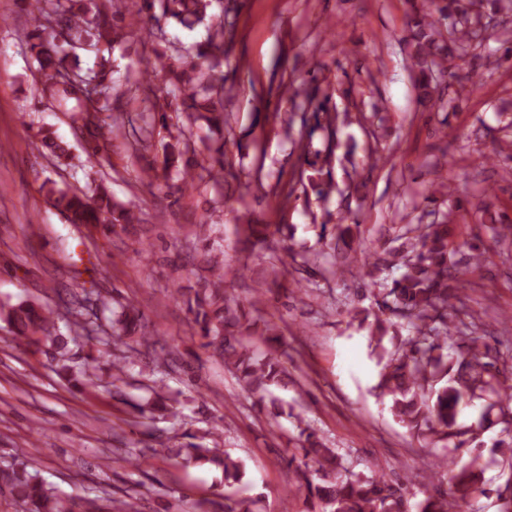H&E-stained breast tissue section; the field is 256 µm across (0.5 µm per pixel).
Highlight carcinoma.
<instances>
[{"label":"carcinoma","mask_w":512,"mask_h":512,"mask_svg":"<svg viewBox=\"0 0 512 512\" xmlns=\"http://www.w3.org/2000/svg\"><path fill=\"white\" fill-rule=\"evenodd\" d=\"M212 0H142L141 10L152 21L148 33L154 40L167 41L166 28L178 24L192 29L208 23L207 40L196 45L197 61L189 65H174L163 61L161 55L151 63L154 73L162 74V83L140 75L146 84L150 110L159 117L167 130V141L162 146L161 166L148 164L141 170L140 180L153 183L158 172L175 173L180 181L178 192H193L207 175L215 181L233 179L237 175L224 162V147L209 157H201L191 144V131L203 122L212 133L224 131V75L215 68L224 61V17L209 15ZM480 12L474 11L473 0H422L413 8L407 24L408 42L412 47L411 68L421 101L437 105L449 112L456 111L463 100L456 85L469 60L477 57L476 50L484 46L490 23L497 13L512 12V0H480ZM30 13L34 29L25 34L32 57L36 62L35 76L40 99L52 101L61 111L70 114L75 132L83 138L96 141L93 154L104 150L98 144L101 106L84 86H67L64 78L71 72L97 82L98 94L108 102L112 99V81L107 79L106 64L98 68L82 67L81 56L98 53L104 46L122 41L126 36L125 0H31ZM331 99L315 104L312 112L292 113L286 132L300 121L299 137L309 130L321 129L328 147L336 146L339 128L348 124V112H335ZM41 148L58 158L70 157L67 145L56 140L49 131L41 132ZM329 156L321 162L311 161L305 155L293 170L284 199H290L296 185H308L319 201H326L336 190L332 178L324 176ZM312 168L315 175L307 174ZM52 205L61 211L71 224L101 225L120 239L131 224H144L139 206L115 203L107 189L96 185L88 192H77L65 184L49 182L46 190ZM453 211L442 215L432 224L406 225L389 240L380 256L363 247L360 240L361 224L348 210L337 221L323 210L320 224L322 235H330L343 244L333 255V273L358 272L368 285L378 288L374 300L377 311L364 316L359 327L368 330L369 345L383 361L378 396L390 401L392 415L403 424L421 446L438 448L440 459L451 461L459 450L472 444L482 446L481 437L491 426L500 427L498 438L492 444L491 457L478 453L470 465L457 471L448 470V482L454 494L436 486L417 505V512H459L461 504L476 497H488L483 474L493 463L501 462L512 471V385L511 377L497 367L502 359L500 350L476 335L475 321L454 320L456 303L461 301L462 273L460 266L478 267L485 260V252L474 244L469 253L459 256L460 247L450 242L449 224ZM486 220L494 225L496 236L512 237V225L490 210ZM243 232L257 244L269 243L283 227L271 229L269 224H245ZM292 246H282L281 253L273 255L271 271L274 275L288 272L296 262ZM209 276L202 286L188 297L187 305L193 315L196 333L205 339L204 347L213 357L224 363L239 386L253 399L254 405L268 409L278 416L282 406L273 395V389L297 384L282 356L275 352H261L255 344L267 340L265 336L250 333L237 302L224 289V260L217 254L204 258ZM72 317L73 335L56 336L52 333L57 312L30 302L0 306V319L5 321L17 341L53 349L62 368L71 369L69 343L78 339L92 341L91 332L112 334L114 348L121 350V361L114 365L113 382L123 381V361L143 352H156L158 341L150 336L143 313L131 301L118 305V311L109 328L90 322L82 313L65 307ZM410 334L400 335L402 327ZM164 380L149 387L150 397L135 405L141 415L166 409L169 398L163 395ZM474 400L486 402L481 423L462 425L458 422L460 410ZM212 435L189 434V442L178 448H163L161 452L174 461L211 463L221 468L224 487L244 489V462L224 448L209 447L205 440ZM295 453L285 462L294 475L296 490L305 495L311 512H408L410 488L413 483L402 478L383 477L385 469L376 462L366 464L368 472H355L347 465L338 449L329 447L317 432L306 426L298 427V434L289 437ZM0 487L8 490L16 512H127L124 501L82 499L74 502L59 495L26 466L13 467L0 473ZM255 499L243 494L224 496L221 512H254Z\"/></svg>","instance_id":"carcinoma-1"}]
</instances>
